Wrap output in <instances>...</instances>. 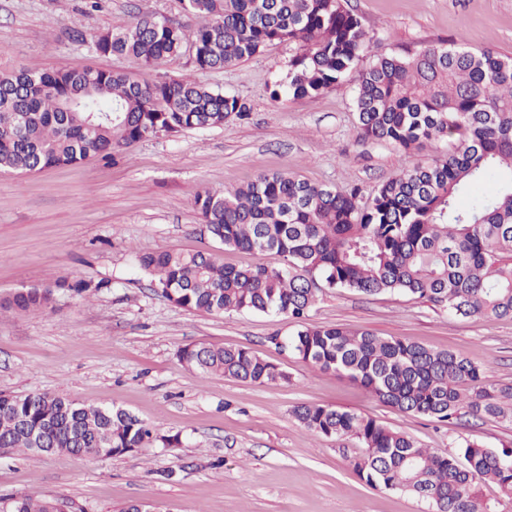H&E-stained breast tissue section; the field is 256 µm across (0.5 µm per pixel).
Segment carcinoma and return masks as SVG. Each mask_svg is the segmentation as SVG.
Here are the masks:
<instances>
[{
  "instance_id": "cac0c4a2",
  "label": "carcinoma",
  "mask_w": 512,
  "mask_h": 512,
  "mask_svg": "<svg viewBox=\"0 0 512 512\" xmlns=\"http://www.w3.org/2000/svg\"><path fill=\"white\" fill-rule=\"evenodd\" d=\"M187 21L141 15L93 39L101 55H127L146 68L189 55L195 70H222L295 41L284 83L293 99L343 85L368 51L366 34L344 0H183ZM362 137L409 151L453 139L452 148L418 163L366 196L288 172L265 174L229 192L194 197L202 232L226 248L276 265L225 266L209 251L164 249L137 257L175 306L205 314L260 312L295 326L291 347L321 372L342 374L407 416L448 420L463 414L512 422V385L489 380L464 355L437 351L369 330L315 325L307 312L327 289L365 295L401 293L462 315L512 316V59L492 50L441 43L416 53L372 55L353 97ZM250 108L239 96L192 77L141 82L112 70L23 68L0 73V174L30 173L113 159L160 135L224 125ZM490 188L459 208L479 184ZM107 281L60 279L22 288L1 310L49 308L59 292L96 294ZM178 357L203 375L264 385L288 381L273 361L245 349L193 344ZM299 422L324 436L355 438L354 469L373 489L408 492L437 512H489L477 482L512 499V448L463 441L452 452L425 448L406 431L332 406L300 405ZM161 435L132 413L32 392L0 393V452L110 458L133 454ZM66 498L21 495L0 512H73Z\"/></svg>"
}]
</instances>
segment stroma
Listing matches in <instances>:
<instances>
[{"label":"stroma","instance_id":"obj_1","mask_svg":"<svg viewBox=\"0 0 512 512\" xmlns=\"http://www.w3.org/2000/svg\"><path fill=\"white\" fill-rule=\"evenodd\" d=\"M374 53L400 54L448 42L512 58V0H348ZM143 12L182 19L181 0H0V70L109 69L141 81L194 76L241 96L248 119L142 140L117 160L0 175V298L59 278L110 281L86 298L57 296L51 308L0 315V392H50L84 404L126 409L167 447L112 458L0 455V498L36 493L73 500L80 512H120L136 502L157 512H434L411 494L369 488L355 473L354 439L325 437L293 415L301 404L330 405L408 432L423 447L455 450L471 439L512 447V423L495 418L440 422L406 416L343 375L323 373L272 337L288 317L206 315L183 310L137 267L159 249L208 250L227 266L256 255L200 233L192 202L203 189H236L288 171L337 189L371 192L449 141L403 151L362 138L352 109L357 75L312 98H273L299 45L284 41L234 66L194 69L189 57L143 68L129 56L95 52L94 37ZM311 323L370 330L450 350L512 384V319L462 317L403 294L335 289L308 312ZM213 343L271 359L287 381L257 385L202 375L181 348Z\"/></svg>","mask_w":512,"mask_h":512}]
</instances>
